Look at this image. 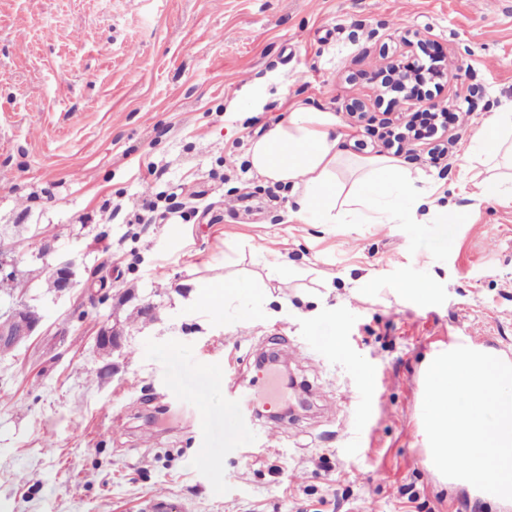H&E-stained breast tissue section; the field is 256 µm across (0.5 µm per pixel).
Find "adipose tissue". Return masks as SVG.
<instances>
[{
	"mask_svg": "<svg viewBox=\"0 0 512 512\" xmlns=\"http://www.w3.org/2000/svg\"><path fill=\"white\" fill-rule=\"evenodd\" d=\"M288 118L251 142L252 170L265 180L292 186L291 213L307 224H379L422 201L411 172L392 157L357 161L351 184L337 172L344 158L332 112L292 102ZM473 151L488 163H503L507 176L484 180V198L512 203V110L493 113L479 127Z\"/></svg>",
	"mask_w": 512,
	"mask_h": 512,
	"instance_id": "1",
	"label": "adipose tissue"
}]
</instances>
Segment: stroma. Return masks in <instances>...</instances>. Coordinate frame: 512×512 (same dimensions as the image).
I'll return each instance as SVG.
<instances>
[{"mask_svg":"<svg viewBox=\"0 0 512 512\" xmlns=\"http://www.w3.org/2000/svg\"><path fill=\"white\" fill-rule=\"evenodd\" d=\"M426 52L445 64L433 100L468 116L446 165L422 146L399 158L427 217L289 218L291 190L251 170V140L299 99L366 158L383 119L423 109L378 73ZM506 107L512 0H0V243L25 283L0 313L23 301L41 318L0 354V512H151L158 497L172 512H331L329 487L342 512H512L412 456L434 354L467 331L512 354V205L481 196L486 169L466 157ZM62 259L65 294L48 283ZM236 272L264 296L201 308ZM405 282L431 292L400 295ZM105 324L123 336L112 355L95 345ZM284 347L309 357L288 363L284 438L254 457L240 455L252 438L225 443L223 397L196 418L171 406L227 370L260 378L259 354ZM72 266L73 262L67 260L48 267L49 274L57 282L60 292L69 291L75 287ZM49 278L50 277H48V279ZM55 281H50L53 288H57Z\"/></svg>","mask_w":512,"mask_h":512,"instance_id":"obj_1","label":"stroma"}]
</instances>
